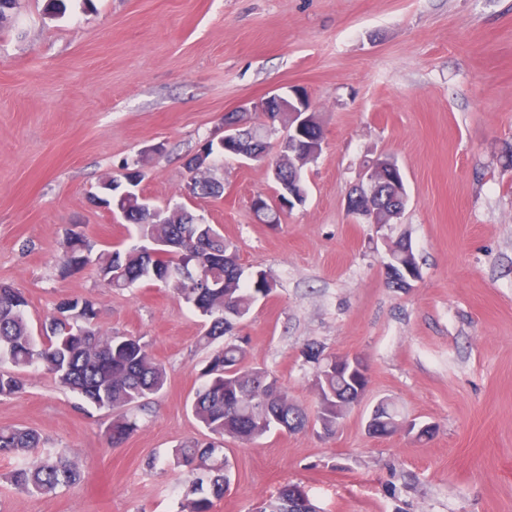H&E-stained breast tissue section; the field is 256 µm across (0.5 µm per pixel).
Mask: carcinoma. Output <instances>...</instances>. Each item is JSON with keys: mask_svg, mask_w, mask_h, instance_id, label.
Wrapping results in <instances>:
<instances>
[{"mask_svg": "<svg viewBox=\"0 0 512 512\" xmlns=\"http://www.w3.org/2000/svg\"><path fill=\"white\" fill-rule=\"evenodd\" d=\"M192 179L201 186L202 198H220L212 188L214 177L199 169ZM193 213L180 206L166 210L168 223H154L153 214L136 199L128 200L125 221L136 229L127 247L94 250L80 235H67L60 257V276L86 268L110 288H127L137 282L163 283L177 299L206 319L201 342L211 346L231 333L245 318L259 295L274 284L263 270L244 267L236 249L212 224L198 219L184 222ZM23 293L0 284V397L22 393L24 373L41 366L61 386L84 397L98 408L113 413L107 431L117 447L136 431V419L128 410L158 395L167 381L164 365L148 344L136 336L101 333L98 310L91 300L61 302L56 312L34 329L25 312ZM314 366L312 386L319 402L317 417L324 434L336 433L344 415L336 412V400L358 403L369 378L356 382L336 374L335 356L315 342L302 351ZM247 351L228 342L212 350L204 385L191 404L192 412L212 441L191 440L173 451L174 464L186 468L190 498L186 512H210L212 500L224 497L231 482V466L216 440L231 438L241 443L258 439L273 430L293 432L309 427L310 414L293 403L279 379L262 368L245 364ZM42 440L28 428L0 429V457H18L21 465L4 478L21 492L43 495L60 486L77 484L80 471L65 456L39 454ZM292 485L259 501L264 512H282Z\"/></svg>", "mask_w": 512, "mask_h": 512, "instance_id": "1", "label": "carcinoma"}]
</instances>
